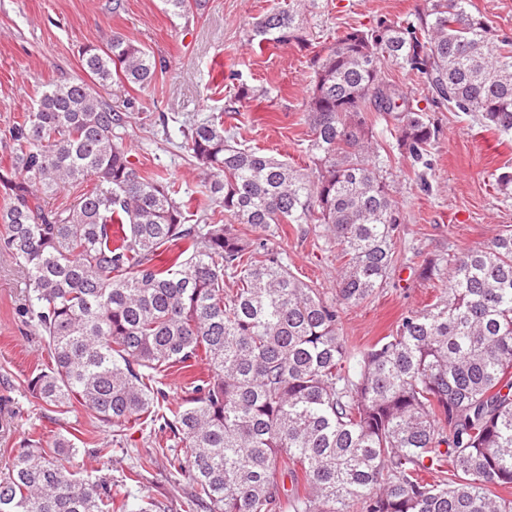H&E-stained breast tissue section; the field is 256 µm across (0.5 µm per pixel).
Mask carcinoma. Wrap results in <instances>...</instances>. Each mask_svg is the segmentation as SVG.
Masks as SVG:
<instances>
[{"label": "carcinoma", "mask_w": 512, "mask_h": 512, "mask_svg": "<svg viewBox=\"0 0 512 512\" xmlns=\"http://www.w3.org/2000/svg\"><path fill=\"white\" fill-rule=\"evenodd\" d=\"M162 2L187 21L205 6ZM293 19L292 8L266 12L255 29L298 41ZM80 57L85 77L42 92L0 168V248L23 273V316L50 352L28 380L34 397L59 414L78 404L109 428L163 421L181 444L169 465L192 482L184 512H512L494 491L512 487V230L447 269L427 261L435 300L369 349L342 331L344 309L385 283L403 223L373 113L391 118L399 150L417 161L437 133L384 65L423 78L431 105L508 135L512 38L471 0L346 29L310 60L306 171L237 141L222 113L182 126L205 175L194 224L175 183L132 162L125 116L99 93L114 81L151 86L153 54L110 30ZM88 179L76 204L46 208L44 196ZM291 224L336 246L333 296L293 276L270 242ZM252 228L267 238L250 240ZM199 361L207 372L159 413L165 373ZM42 442L15 450L0 512H154L118 507L111 482L67 469L73 440L47 442L54 456ZM433 471L448 478L427 481Z\"/></svg>", "instance_id": "carcinoma-1"}]
</instances>
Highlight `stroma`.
Wrapping results in <instances>:
<instances>
[{"label": "stroma", "mask_w": 512, "mask_h": 512, "mask_svg": "<svg viewBox=\"0 0 512 512\" xmlns=\"http://www.w3.org/2000/svg\"><path fill=\"white\" fill-rule=\"evenodd\" d=\"M287 2L207 0L188 24L168 13L162 0H122L117 12L112 0H0V168L11 164L9 128L46 85L82 76L80 49L101 43L111 30L140 43L164 66L149 88L102 91L119 110L126 98L136 101L127 109L124 142L142 173L163 172L180 185L184 199L195 198L202 175L181 149L179 129L229 106L236 109L230 123L238 141L305 168L311 57L346 28L416 20L429 0H317L315 9L294 18L304 44L258 43L255 19ZM244 87L250 94L243 99ZM429 115L438 136L423 163L401 154L390 123L381 119L375 126L391 160L404 222L386 284L343 315V333L359 350L390 335L405 313L433 302L434 284L420 276L424 260L448 261L512 229V196L495 185L500 169L512 167V134L482 127L461 112L433 108ZM277 245L296 278L333 294L341 261L313 225L288 227ZM23 301L21 275L0 253V474L23 439L61 433L78 447L63 459L69 470L110 480L117 501L152 500L159 512H181L192 486L169 466L178 451L175 440L146 423L112 430L79 406L59 416L32 396L28 380L45 368L48 354L36 326L18 314ZM136 470L141 478L130 480Z\"/></svg>", "instance_id": "35a3bbf8"}]
</instances>
